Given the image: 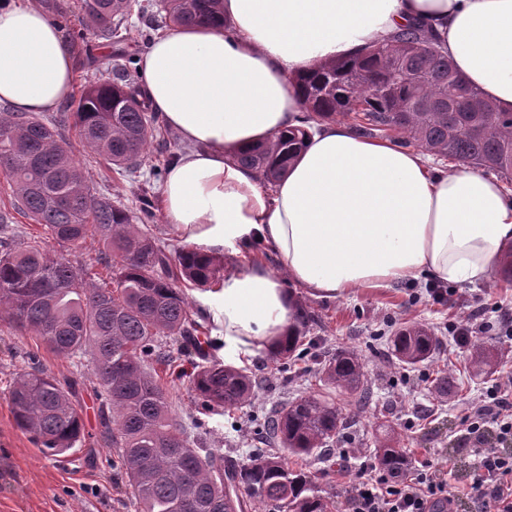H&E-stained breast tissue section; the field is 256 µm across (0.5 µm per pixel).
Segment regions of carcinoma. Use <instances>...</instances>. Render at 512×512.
Here are the masks:
<instances>
[{"label":"carcinoma","mask_w":512,"mask_h":512,"mask_svg":"<svg viewBox=\"0 0 512 512\" xmlns=\"http://www.w3.org/2000/svg\"><path fill=\"white\" fill-rule=\"evenodd\" d=\"M87 27L97 39L121 41L131 0H84ZM157 26L206 23L224 28L220 0H160ZM305 105L304 126L284 131L239 155L271 186L288 174L308 129L338 118L359 133L419 147L462 165L482 167L512 183V112H500L457 72L442 46L419 23L405 26L387 43L321 67L297 79ZM74 126L83 147L119 174L138 172L161 126L131 66L113 78L88 76ZM0 167L14 187V205L70 250L87 241L112 256V286L98 283L68 254L41 245L0 240V322L38 337L52 353L71 360L90 357L102 408L111 413L112 447L131 489L137 512H335L317 494L310 473L288 466L335 442L346 426L331 394L285 400L257 416L266 447L252 448L248 462L224 464L217 448L200 453L172 414L161 376L152 365L175 359L167 338L193 346L205 330L190 312L180 283L205 288L218 280L221 261L190 248L171 256L159 238L141 229L152 217L142 195L138 211L91 192L87 176L63 133L30 113L0 110ZM310 316L294 313L293 332L273 354L293 357L304 344ZM437 339L422 327L394 336L395 356L408 366L429 360ZM474 367L492 363L489 347L472 348ZM325 385L372 400L358 355L340 351L321 362ZM255 382L243 370L218 361L198 364L190 381L207 408L228 411L249 402ZM16 426L46 457H58L85 438L69 390L44 369L21 373L8 392ZM380 469L403 475L401 448L375 449Z\"/></svg>","instance_id":"1"}]
</instances>
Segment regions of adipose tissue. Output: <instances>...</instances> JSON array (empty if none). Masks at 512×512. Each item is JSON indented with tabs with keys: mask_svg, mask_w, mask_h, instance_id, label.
I'll return each mask as SVG.
<instances>
[{
	"mask_svg": "<svg viewBox=\"0 0 512 512\" xmlns=\"http://www.w3.org/2000/svg\"><path fill=\"white\" fill-rule=\"evenodd\" d=\"M225 27L167 29L140 57L142 90L185 145L161 188L164 220L197 251L221 256L257 239L279 258L226 274L209 302L233 353L286 338L292 281L317 297L386 288L427 273L489 280L512 241V198L498 179L442 171L398 142L321 125L287 177L268 188L240 151L295 126V78L362 53L417 22L459 73L512 112V0H223ZM74 85L71 49L35 0L0 9V102L57 109Z\"/></svg>",
	"mask_w": 512,
	"mask_h": 512,
	"instance_id": "obj_1",
	"label": "adipose tissue"
}]
</instances>
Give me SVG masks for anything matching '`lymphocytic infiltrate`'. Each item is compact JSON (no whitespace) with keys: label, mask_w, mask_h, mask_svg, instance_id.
Here are the masks:
<instances>
[{"label":"lymphocytic infiltrate","mask_w":512,"mask_h":512,"mask_svg":"<svg viewBox=\"0 0 512 512\" xmlns=\"http://www.w3.org/2000/svg\"><path fill=\"white\" fill-rule=\"evenodd\" d=\"M459 425L465 473L426 460L398 478L369 463L348 482L342 512H512V375L488 387Z\"/></svg>","instance_id":"lymphocytic-infiltrate-1"}]
</instances>
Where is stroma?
<instances>
[{
    "mask_svg": "<svg viewBox=\"0 0 512 512\" xmlns=\"http://www.w3.org/2000/svg\"><path fill=\"white\" fill-rule=\"evenodd\" d=\"M147 40L139 15H132L117 44L89 40L87 48L74 58L75 85L69 101L51 112L52 120L70 112L78 100L90 70L111 78L112 67L137 55ZM96 68H89V59ZM84 167L93 192L109 196L114 204L134 210L142 191H149L154 203L149 232L162 237L168 252L182 248L183 242L166 224L158 204L159 181L150 171L159 159L174 155L183 144L173 130H166L164 146H150L136 176L115 173L106 163L90 159L73 124L63 129ZM10 183L0 176V211H8L9 221L0 232L18 241L35 240L52 252L61 247L28 216L12 207ZM431 276H421L387 288L357 289L345 297L317 298L297 291L296 300L314 317L307 338L312 346L295 365L273 358L268 351L239 356L234 364L258 381L250 403L233 412L210 411L200 406L189 382L198 355L177 358L162 375L172 409L192 438L204 447L221 449L225 459L245 462L254 445L253 417L262 409L309 391H319L317 358L325 352L350 348L364 363L368 386L374 392L365 406L346 407L348 430L336 442L343 458L329 456L304 462L322 494L342 496L348 475L356 474L363 463L374 460L379 444L377 419L390 421L400 446L409 457L419 460L440 458L454 464L463 458L458 419L465 404L491 386L497 376L512 371V340L482 331L477 341L491 343L497 354L493 375L475 377L468 371L470 353L455 347L449 333L450 322L476 318L480 302H501L512 308V280L492 273L476 285H453L454 307L434 304L428 293ZM407 325L430 328L441 342L433 361L415 368L403 366L392 353L390 338ZM43 367L63 387L75 393L74 402L83 419L85 438L68 452L63 461L44 457L15 424L8 391L14 379L31 365ZM456 375L458 392L440 396L433 379L438 372ZM91 363L80 365L51 353L37 337L12 333L0 324V512H137L123 474L116 462L118 451L109 444L103 413L96 393Z\"/></svg>",
    "mask_w": 512,
    "mask_h": 512,
    "instance_id": "1",
    "label": "stroma"
}]
</instances>
